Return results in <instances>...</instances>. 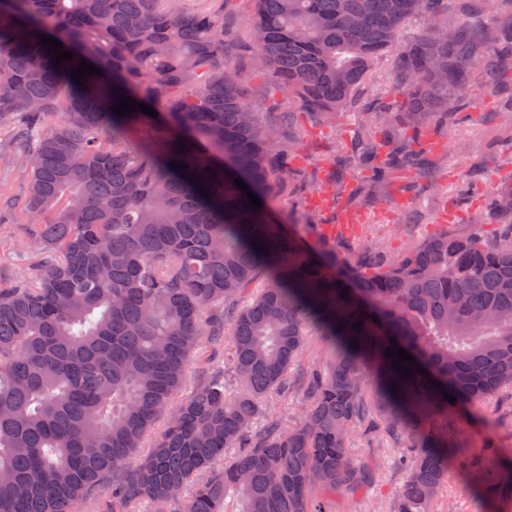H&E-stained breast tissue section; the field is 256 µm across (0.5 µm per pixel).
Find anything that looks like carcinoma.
Here are the masks:
<instances>
[{"mask_svg":"<svg viewBox=\"0 0 512 512\" xmlns=\"http://www.w3.org/2000/svg\"><path fill=\"white\" fill-rule=\"evenodd\" d=\"M212 2L0 0V119L18 117L28 173L0 216L20 217L36 256L0 278V512H75L108 481L112 512L162 509L187 487L183 512H333L337 494L376 482L352 456L356 435L398 452L391 512H431L453 468L508 512L512 448L469 447L461 412L512 390V193L494 202L507 218L494 232L440 228L396 252L367 242L349 256L327 238L315 251L265 222L234 180L266 198L300 144L275 150L279 127L251 112L224 0ZM250 2L252 70L299 102L290 123L351 106L429 9L400 53L402 110L368 127L378 186L417 165L423 121L455 107L477 44L512 57V26L486 0H470L474 27L447 25L450 0ZM41 34L73 58L53 63ZM82 59L101 75L79 85ZM126 96L157 117L115 114ZM311 326L325 347L306 361ZM206 338L236 388L212 377L137 457ZM394 341L427 375L396 370ZM290 394L291 417L266 405Z\"/></svg>","mask_w":512,"mask_h":512,"instance_id":"1","label":"carcinoma"}]
</instances>
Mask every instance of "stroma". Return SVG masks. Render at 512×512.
Masks as SVG:
<instances>
[{
	"label": "stroma",
	"instance_id": "obj_1",
	"mask_svg": "<svg viewBox=\"0 0 512 512\" xmlns=\"http://www.w3.org/2000/svg\"><path fill=\"white\" fill-rule=\"evenodd\" d=\"M248 0H226L224 23L233 29L235 40L229 48L231 60L249 71L247 51ZM402 73L397 50H390L375 64L368 81L360 87L354 104L336 118L310 113L284 127L282 142L298 141L304 151L287 182L264 199L261 209L276 224L292 225L309 245H318V233L335 227L343 211L358 214L364 226L363 238L347 236L340 246L357 251L363 239L391 243L401 248L421 240L432 231L439 215L448 208L457 216L450 225L452 233L469 234L474 223L499 224L502 216L491 202L503 192L512 191V58L501 55L495 45L478 50V62L460 97L454 113L442 122L425 126L423 139L430 170H413L402 187L379 194L362 165L350 163L355 142L363 133L365 112L374 103L391 101V89ZM247 102L257 112L262 124L280 123L292 105L275 92L269 80L255 75L248 84ZM14 122L0 121V194L22 196L26 174L15 160ZM340 171L342 199L332 205L321 201L325 177ZM26 238L19 221L0 223V276L29 267L31 254L22 244ZM220 374L232 380L230 364L210 344H202L191 357L183 394L192 393L200 383ZM469 414L487 416L489 428L476 427L470 432V445H478L487 430H494L505 447L512 448V398L500 394L493 410L481 404L468 408ZM352 454L359 460L377 465V480L367 493L336 499V512H386L394 497L400 477L393 471V451L367 447L361 438H353ZM443 512H491L471 484L450 476L440 500Z\"/></svg>",
	"mask_w": 512,
	"mask_h": 512
}]
</instances>
